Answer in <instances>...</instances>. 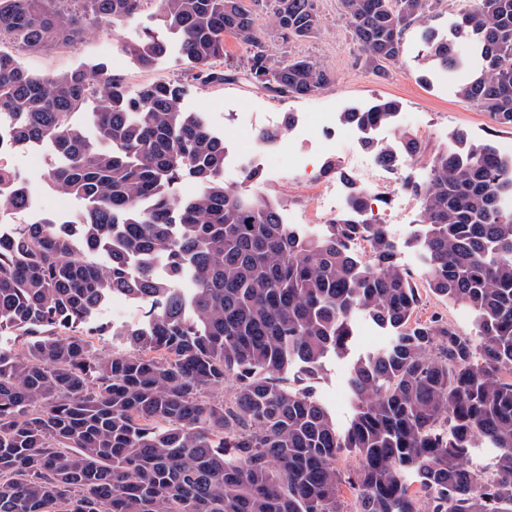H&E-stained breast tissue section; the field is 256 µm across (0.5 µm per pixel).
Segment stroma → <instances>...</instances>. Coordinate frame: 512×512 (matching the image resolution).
Here are the masks:
<instances>
[{
    "label": "stroma",
    "mask_w": 512,
    "mask_h": 512,
    "mask_svg": "<svg viewBox=\"0 0 512 512\" xmlns=\"http://www.w3.org/2000/svg\"><path fill=\"white\" fill-rule=\"evenodd\" d=\"M257 25L266 33L269 49L277 60L306 58L328 69L333 81L316 94L304 98L276 97L252 85L242 71L245 52L235 42H227V61L236 71L234 79L221 84L204 85L193 80L180 58L177 45H170L167 54L150 69L140 68L126 54L121 45L134 39L140 31L151 25L150 12H143L121 24H100L89 29L70 49L53 48L41 52L25 53L23 65L38 74H56L94 63H105L113 76L120 78L132 90L158 82H179L187 92L183 100L186 111L207 112L212 127L221 133H234L245 143H255L261 129L281 127L288 114L305 112L341 113L353 107H363L378 98L399 101L402 112L417 113L424 128L417 137L425 146L422 155L408 161L393 177V188H400L404 177L422 179L434 153L443 147V136H456L466 132L477 142H492L498 149L512 147V128L491 121L475 103L462 99L458 86L470 67L476 62L471 44L453 39L454 27L465 0H435L423 22L411 26L403 36V53L398 62L387 64L384 75L377 76L367 70L358 50L350 39L347 24L341 14L339 0H314L321 17V27L310 38L288 43L276 34L272 26L271 7L268 0H246ZM450 39L460 61L457 70L436 69L431 58L429 36ZM245 108L255 114V124L250 130H233L225 123L226 113ZM309 154L315 167L334 162L336 172L326 174V184L343 186L349 175L347 157L365 155V148L355 143L347 130H339L335 145L324 141L300 142L292 133H285L279 144L270 146L271 154L287 156L289 151ZM60 162L51 144L39 147H17L7 159L9 168L15 170L29 185L38 215L70 220L84 208L82 200L60 193L49 181V171ZM280 170L265 169L261 172L258 189L261 193L281 199L289 211L298 217L317 219L316 201L309 188L296 183L277 187ZM396 224L389 231L396 241V259L411 271H418L420 256L409 244L411 231L419 218V203L414 196H407ZM389 339L386 330L363 320L357 325L353 347L345 358L328 359L315 375L307 376L290 370L285 376L287 386L309 388L332 413L338 426H347L353 417L349 400L347 378L354 360L377 350Z\"/></svg>",
    "instance_id": "1"
}]
</instances>
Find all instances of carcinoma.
Returning a JSON list of instances; mask_svg holds the SVG:
<instances>
[{"label": "carcinoma", "mask_w": 512, "mask_h": 512, "mask_svg": "<svg viewBox=\"0 0 512 512\" xmlns=\"http://www.w3.org/2000/svg\"><path fill=\"white\" fill-rule=\"evenodd\" d=\"M150 2L202 83L230 80L229 38L262 90L302 98L332 82L308 59L274 60L244 0H0V45L73 48L88 25L122 23ZM340 4L374 73L399 60L404 33L431 8ZM271 11L284 41L321 25L313 0H272ZM456 37L478 41L483 61L459 95L512 127V0H476ZM430 43L439 66H458L453 43ZM167 48L150 29L122 45L143 68ZM183 97L177 82L131 91L103 64L35 74L0 49L11 144L53 143L61 163L49 180L87 201L66 225L41 218L0 237V333L23 341L21 352L0 348V512H512V156L462 136L433 155L424 182H404L420 200L411 244L422 279L471 311L467 336L419 319V288L387 225L364 222V191L317 236L281 222L279 200L247 189L258 171L224 183V138ZM92 99L94 140L73 121ZM399 110L381 98L340 121L392 128V140L364 147L395 167L424 151L398 129ZM187 175L199 189L181 197ZM2 189L16 209L31 197L0 165ZM114 295L141 317L97 323ZM361 318L391 340L352 363L355 413L341 429L283 375L347 356ZM96 336L128 350L106 353ZM227 382V396L211 395ZM478 441L493 451L489 471L469 464ZM344 451L359 460L347 473L336 466Z\"/></svg>", "instance_id": "carcinoma-1"}]
</instances>
